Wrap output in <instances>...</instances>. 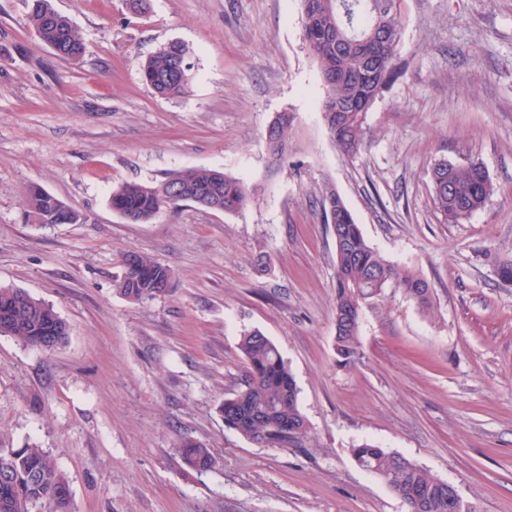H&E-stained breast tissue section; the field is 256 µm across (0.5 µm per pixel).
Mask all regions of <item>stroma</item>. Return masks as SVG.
<instances>
[{
  "instance_id": "obj_1",
  "label": "stroma",
  "mask_w": 512,
  "mask_h": 512,
  "mask_svg": "<svg viewBox=\"0 0 512 512\" xmlns=\"http://www.w3.org/2000/svg\"><path fill=\"white\" fill-rule=\"evenodd\" d=\"M0 0V286L26 290L70 326L42 351L0 336V446L53 452L73 512H407L352 448L368 442L452 484L475 512H512V0H403L399 78L367 114L368 148L335 147L299 0H52L84 45L58 58ZM190 51L188 96L164 98L141 66L166 43ZM294 115L293 148L269 167L265 130ZM482 162L497 192L444 223L428 171ZM216 168L251 191L227 215L180 202L145 224L112 211L113 189ZM332 186L366 239L433 287L434 315L399 289L366 309L361 356L337 365L336 249L318 204ZM40 187L75 224H35ZM173 272L170 292L135 303L122 254ZM265 256L269 268L258 274ZM279 349L309 437L255 444L218 408L246 364L240 333ZM211 448L200 473L178 453ZM179 453L182 459L198 472L209 471L216 463L211 449L199 441L184 440L179 446Z\"/></svg>"
}]
</instances>
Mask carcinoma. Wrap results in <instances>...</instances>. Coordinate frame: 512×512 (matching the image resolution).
Instances as JSON below:
<instances>
[{
	"instance_id": "obj_1",
	"label": "carcinoma",
	"mask_w": 512,
	"mask_h": 512,
	"mask_svg": "<svg viewBox=\"0 0 512 512\" xmlns=\"http://www.w3.org/2000/svg\"><path fill=\"white\" fill-rule=\"evenodd\" d=\"M301 38L316 60L325 89L321 114L338 149L355 158L366 148V114L398 73L397 48L403 20L397 0H300ZM29 22L40 40L66 61L77 62L84 45L71 20L51 0H32ZM141 78L157 95L182 97L191 87L188 50L171 43L145 60ZM294 117L284 112L266 135L269 159L281 163L292 147ZM435 208L447 224H461L484 209L494 184L483 164L441 159L429 172ZM248 188L217 169L183 171L151 183L126 182L112 191L110 205L126 221H150L162 208L189 201L226 214L243 210ZM28 218L42 224L52 214L60 224H75L79 214L57 196L32 187L26 196ZM319 205L332 225L336 247L333 307L336 364L354 365L361 355L364 309L388 288L400 289L419 309L433 310L430 283L408 267L387 261L364 237L360 225L335 189L324 187ZM121 294L132 302L154 300L169 292L173 274L152 257L128 252L122 257ZM0 336L45 350L68 340L69 325L54 308L21 288L0 286ZM238 348L248 374L243 387L224 399L219 412L239 427L238 434L258 445L283 447L308 435L299 391L276 345L261 331L241 332ZM182 459L199 472L216 459L205 444L187 439ZM357 466L382 480L407 506V512H448V485L409 459L378 445L352 449ZM40 503L44 512H72L70 484L53 454L34 443L0 447V512H29Z\"/></svg>"
}]
</instances>
